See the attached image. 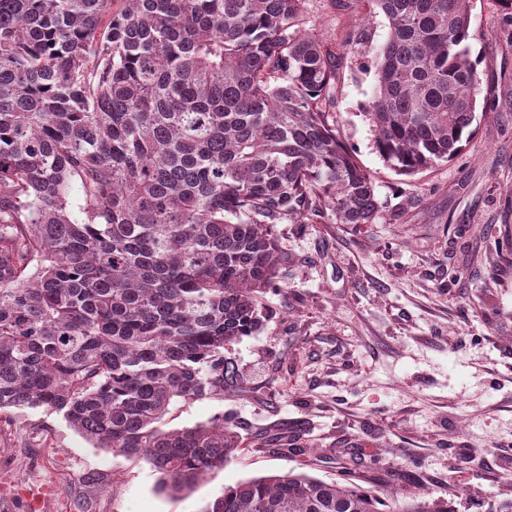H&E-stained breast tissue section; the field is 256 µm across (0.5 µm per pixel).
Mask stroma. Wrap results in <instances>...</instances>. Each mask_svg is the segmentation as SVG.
Listing matches in <instances>:
<instances>
[{"instance_id": "stroma-1", "label": "stroma", "mask_w": 512, "mask_h": 512, "mask_svg": "<svg viewBox=\"0 0 512 512\" xmlns=\"http://www.w3.org/2000/svg\"><path fill=\"white\" fill-rule=\"evenodd\" d=\"M305 27L336 55L330 113L375 181L372 224L277 225L288 255L271 318L230 346L244 385L174 405L169 428L216 417L241 435L306 429L305 454L256 448L188 492L161 490L145 459L97 448L44 409L0 412V512H70L87 472L107 485L92 512H203L226 485L289 469L367 478L378 496L427 493L455 512H496L512 497V14L471 0L468 45L484 115L454 159L407 176L374 146L363 106L383 14L357 0H307Z\"/></svg>"}]
</instances>
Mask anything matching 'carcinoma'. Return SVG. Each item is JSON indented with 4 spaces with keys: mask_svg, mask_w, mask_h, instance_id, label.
Segmentation results:
<instances>
[{
    "mask_svg": "<svg viewBox=\"0 0 512 512\" xmlns=\"http://www.w3.org/2000/svg\"><path fill=\"white\" fill-rule=\"evenodd\" d=\"M307 0H0V411L57 412L181 493L244 450L219 417L170 407L241 381L228 346L270 319L274 226L329 210L373 224L372 175L330 124L336 57ZM389 37L365 104L375 148L412 175L476 132L470 0H361ZM79 194L72 218L70 193ZM300 435L253 445L301 451ZM90 512L103 476L82 479ZM352 480L290 470L224 487L205 512H383ZM393 512H454L412 496Z\"/></svg>",
    "mask_w": 512,
    "mask_h": 512,
    "instance_id": "1",
    "label": "carcinoma"
}]
</instances>
